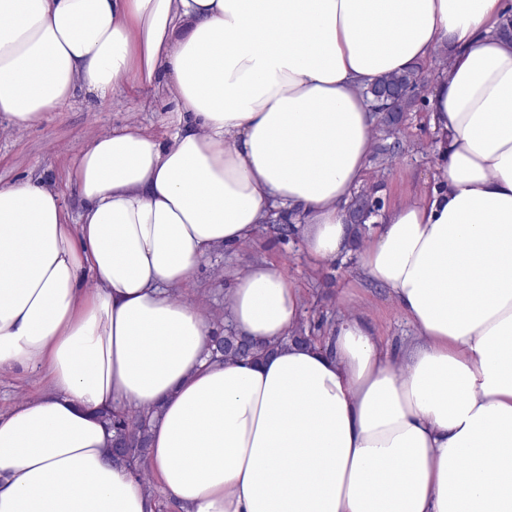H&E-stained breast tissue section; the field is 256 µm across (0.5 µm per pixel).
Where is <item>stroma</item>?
Instances as JSON below:
<instances>
[{
	"label": "stroma",
	"instance_id": "1",
	"mask_svg": "<svg viewBox=\"0 0 512 512\" xmlns=\"http://www.w3.org/2000/svg\"><path fill=\"white\" fill-rule=\"evenodd\" d=\"M175 117L172 100L159 88L144 93L119 88L103 99L81 91L47 113L42 123L28 128L12 127L1 116L0 181L49 179L59 189L66 210L78 216L82 201L70 173L92 137L133 119L161 137ZM402 138L404 153L387 165L374 162L369 166L368 181L378 185L387 209L431 188L437 156L426 103H418L407 113ZM253 259L272 263L300 288L302 324L320 338L328 337L337 317L346 311L364 313L383 344L393 351L413 332L386 291L361 275L359 253L316 269L301 235L283 237L268 224L260 225L249 248L225 247L205 257L186 299H202L215 314H223L224 293L235 272Z\"/></svg>",
	"mask_w": 512,
	"mask_h": 512
}]
</instances>
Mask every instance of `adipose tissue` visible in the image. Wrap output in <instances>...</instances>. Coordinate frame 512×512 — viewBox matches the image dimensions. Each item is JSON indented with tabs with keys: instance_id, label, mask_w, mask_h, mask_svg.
I'll use <instances>...</instances> for the list:
<instances>
[{
	"instance_id": "adipose-tissue-1",
	"label": "adipose tissue",
	"mask_w": 512,
	"mask_h": 512,
	"mask_svg": "<svg viewBox=\"0 0 512 512\" xmlns=\"http://www.w3.org/2000/svg\"><path fill=\"white\" fill-rule=\"evenodd\" d=\"M502 0H0V114L165 87L177 124L94 136L70 222L51 181L0 183V512H512V39ZM430 191L351 221L376 117L363 91L433 61ZM293 214L315 265L359 252L415 334L360 313L295 345L299 288L263 260L225 294L236 335L180 299L201 260ZM150 414L144 465L114 409ZM214 328L218 332H224V334L215 333L212 339V352L214 356L234 357V358H248L254 357L257 352V346L248 339L236 336L232 329L225 330L227 326L224 323L217 321L214 324ZM43 387V373L29 372L0 377V411L5 412L14 402ZM111 421L112 430L115 433L113 456L148 485V477L141 469L149 433L147 417L139 412L124 410L112 412Z\"/></svg>"
}]
</instances>
